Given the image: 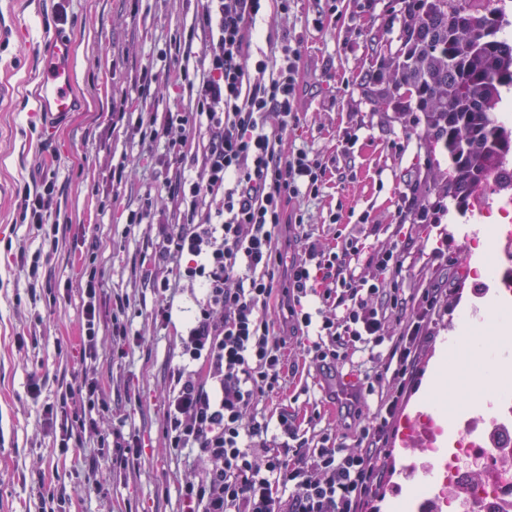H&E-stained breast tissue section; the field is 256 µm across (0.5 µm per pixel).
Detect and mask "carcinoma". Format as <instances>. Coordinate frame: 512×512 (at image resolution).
Returning <instances> with one entry per match:
<instances>
[{"mask_svg":"<svg viewBox=\"0 0 512 512\" xmlns=\"http://www.w3.org/2000/svg\"><path fill=\"white\" fill-rule=\"evenodd\" d=\"M402 3L400 60L381 63L369 82L402 89L415 102L426 138L452 162L441 190L466 207L512 154V128L496 111L502 90L512 87V41L500 36L506 21L461 0Z\"/></svg>","mask_w":512,"mask_h":512,"instance_id":"1","label":"carcinoma"}]
</instances>
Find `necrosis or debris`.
Listing matches in <instances>:
<instances>
[{"label":"necrosis or debris","instance_id":"obj_1","mask_svg":"<svg viewBox=\"0 0 512 512\" xmlns=\"http://www.w3.org/2000/svg\"><path fill=\"white\" fill-rule=\"evenodd\" d=\"M493 195L507 265L495 270L490 281L512 294V168H502ZM499 403L500 416L463 423L447 457L437 448L442 428L436 421L424 418L404 428L406 444L421 445L432 458L441 485L437 491L418 487L411 512H512V393L502 392Z\"/></svg>","mask_w":512,"mask_h":512}]
</instances>
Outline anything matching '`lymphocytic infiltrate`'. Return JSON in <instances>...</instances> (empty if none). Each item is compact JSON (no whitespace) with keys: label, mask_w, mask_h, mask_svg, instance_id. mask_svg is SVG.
Instances as JSON below:
<instances>
[{"label":"lymphocytic infiltrate","mask_w":512,"mask_h":512,"mask_svg":"<svg viewBox=\"0 0 512 512\" xmlns=\"http://www.w3.org/2000/svg\"><path fill=\"white\" fill-rule=\"evenodd\" d=\"M267 1L205 0L189 29L171 36L170 54L202 43L201 70L174 76L191 94L190 110L124 103L111 113L140 142L161 143L164 162L176 167L168 198L183 206V220L159 225L155 261L178 264L180 278L202 293L170 375L166 436L169 447L191 449L206 465L201 481L181 489L186 512H365L381 483L390 427L446 297L436 287L404 292L405 241L436 222L441 204L420 206L414 224L398 225L397 239L370 253L359 234L327 248L305 231L294 203L319 196L329 164L284 149V135L300 121L301 54L286 43L274 60L256 48ZM199 126L207 145L191 155L188 135ZM187 166L196 177H185ZM21 200L22 220L49 223L59 208L53 175L24 186ZM286 225L303 230L304 247L282 288L277 243ZM360 259L370 278L352 272ZM312 294L321 301L313 311L303 304ZM284 319L293 330L314 331L308 351L326 367L352 351L384 348L387 388L367 383L344 405L346 417L361 422L355 447L326 433L300 438L284 413L273 425L259 416L260 402L283 384L285 339L275 324ZM99 391L98 380L84 376L66 385L59 404L44 406L46 416L61 419L62 444L98 434L85 401ZM366 394L376 396L378 409L365 418L359 404Z\"/></svg>","instance_id":"lymphocytic-infiltrate-1"}]
</instances>
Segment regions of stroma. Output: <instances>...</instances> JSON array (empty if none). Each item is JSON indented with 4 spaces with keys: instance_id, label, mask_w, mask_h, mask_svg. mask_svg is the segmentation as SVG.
I'll use <instances>...</instances> for the list:
<instances>
[{
    "instance_id": "obj_1",
    "label": "stroma",
    "mask_w": 512,
    "mask_h": 512,
    "mask_svg": "<svg viewBox=\"0 0 512 512\" xmlns=\"http://www.w3.org/2000/svg\"><path fill=\"white\" fill-rule=\"evenodd\" d=\"M61 4L75 31L76 90L84 106L51 132L41 123L34 95L36 50L44 18ZM337 4L344 22L321 28L315 21L327 8L325 0H296L285 20L267 12L258 24L261 47L274 56L287 40L302 55L306 85L296 102L301 121L289 128L286 150L303 149L333 161L323 192L299 202L309 230L332 247L338 225L356 224L364 212L378 227L366 241L374 248L389 241L394 224L410 220L403 196L415 191L434 200V181H447L452 165L426 141L421 113L399 108L390 90L374 96L366 91L369 71L400 46L397 0ZM197 5V0H0V512H44L32 492L38 478L46 488L71 495L75 512H181L182 485L202 477L203 463L168 447L164 410L170 373L180 355V327L200 292L170 271L178 291L174 324L163 330L151 319L155 297L143 279L153 267L156 224L178 223L179 211L165 199L166 170L136 162L138 155L152 152V145L140 144L134 129L116 135L108 127L115 101L138 97L141 70L149 62L159 73V111L189 107V91L170 87L162 72L199 67L200 50L164 62L155 55L171 32L192 25ZM353 128L359 131L358 141L343 144L344 131ZM393 141L399 150L390 149ZM123 162L133 169L128 182L116 189L112 169ZM46 172L54 175L62 200L60 243L44 264L52 288L35 301L12 256L21 246L31 252L45 247L36 228L19 219V191ZM148 196L157 201L153 220L126 224V207ZM444 204L438 223L420 235L408 285L421 287L434 258L442 257L450 273L448 309L421 353L412 387L398 409L402 415L418 410L435 415V407L418 406L417 400L438 347L455 339L460 308L476 314L492 302L512 303L496 288L478 295L472 286L469 270L484 260L476 243L484 217L471 208L459 210L451 198ZM335 213L340 216L336 225L331 222ZM97 266L104 274L102 324L112 323L109 297L126 295L131 302L127 321L136 341L122 358L102 348L97 373L103 399L92 415L110 441L139 436L141 456L129 467L104 470L98 491L88 495L84 464L95 452L93 442L61 450L59 426L46 418L42 406L56 401L61 382L81 373V285ZM281 333L286 338L285 381L263 399L262 412L271 420L288 414L301 435L329 432L337 442L353 446L358 425L342 416L325 371L308 352L307 337L287 327ZM34 379L42 388L37 399L28 390ZM400 430V422H393L384 481L367 512H389L392 501L408 505L412 486L423 478L424 459L401 447Z\"/></svg>"
}]
</instances>
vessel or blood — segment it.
I'll return each mask as SVG.
<instances>
[{"label": "vessel or blood", "mask_w": 512, "mask_h": 512, "mask_svg": "<svg viewBox=\"0 0 512 512\" xmlns=\"http://www.w3.org/2000/svg\"><path fill=\"white\" fill-rule=\"evenodd\" d=\"M72 43L71 29L59 24L48 30L38 47L36 97L49 125L77 105Z\"/></svg>", "instance_id": "1"}]
</instances>
